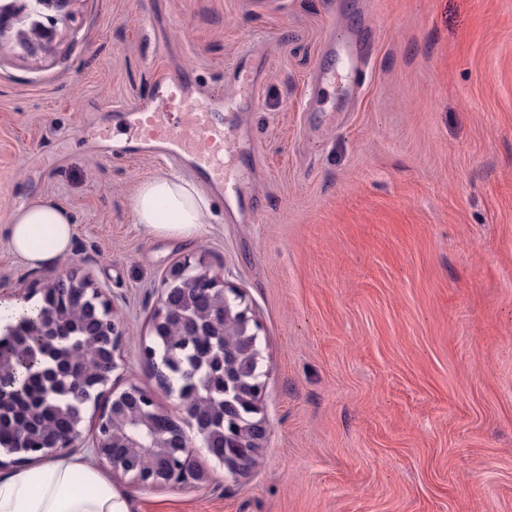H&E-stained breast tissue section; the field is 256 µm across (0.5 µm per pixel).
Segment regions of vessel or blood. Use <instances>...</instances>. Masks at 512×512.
Listing matches in <instances>:
<instances>
[{
  "label": "vessel or blood",
  "instance_id": "b4317fda",
  "mask_svg": "<svg viewBox=\"0 0 512 512\" xmlns=\"http://www.w3.org/2000/svg\"><path fill=\"white\" fill-rule=\"evenodd\" d=\"M325 50L330 61L320 70L321 81L336 86L343 96L359 97L371 70L357 39L330 37ZM256 89L255 69L244 55L233 65L226 89L200 84L190 71L162 64L143 92L116 104L129 134L125 145L113 147L112 155L125 160L153 157L223 191L226 198L245 202L252 172L242 159L255 148L241 128L225 123L224 116L244 111Z\"/></svg>",
  "mask_w": 512,
  "mask_h": 512
}]
</instances>
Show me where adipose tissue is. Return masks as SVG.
<instances>
[{
    "instance_id": "adipose-tissue-1",
    "label": "adipose tissue",
    "mask_w": 512,
    "mask_h": 512,
    "mask_svg": "<svg viewBox=\"0 0 512 512\" xmlns=\"http://www.w3.org/2000/svg\"><path fill=\"white\" fill-rule=\"evenodd\" d=\"M132 210L151 235L195 239L206 229L210 199L195 182L159 175L138 187ZM73 224L52 201L20 206L6 226L8 250L32 267L51 264L69 254ZM0 512H129V498L88 463L58 456L0 477Z\"/></svg>"
}]
</instances>
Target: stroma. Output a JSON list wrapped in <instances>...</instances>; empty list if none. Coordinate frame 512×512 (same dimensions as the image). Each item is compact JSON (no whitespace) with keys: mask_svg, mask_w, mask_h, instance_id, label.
<instances>
[{"mask_svg":"<svg viewBox=\"0 0 512 512\" xmlns=\"http://www.w3.org/2000/svg\"><path fill=\"white\" fill-rule=\"evenodd\" d=\"M52 45H0V228L69 209L70 254L32 268L0 231V302L75 270L115 305L111 382L151 389L148 319L169 267L203 258L260 329L268 431L235 479L129 487L130 512H512V0H77ZM214 86L262 59L253 197L195 241L153 237L132 196L164 166L113 159L114 102L144 89L155 30ZM364 30L357 111L308 93L328 32Z\"/></svg>","mask_w":512,"mask_h":512,"instance_id":"obj_1","label":"stroma"}]
</instances>
